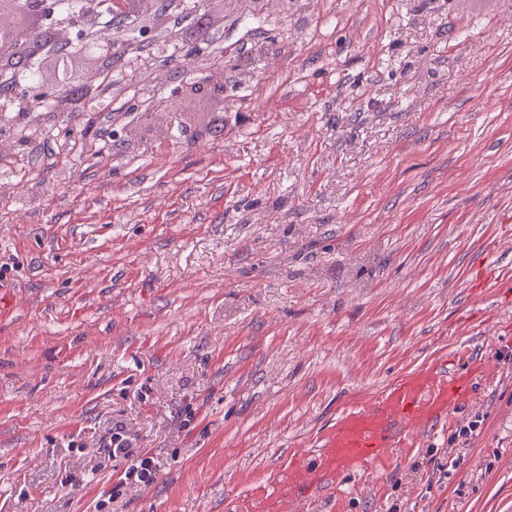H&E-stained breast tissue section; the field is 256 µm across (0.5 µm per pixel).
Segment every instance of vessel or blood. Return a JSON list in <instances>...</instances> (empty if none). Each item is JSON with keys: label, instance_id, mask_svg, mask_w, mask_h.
I'll use <instances>...</instances> for the list:
<instances>
[{"label": "vessel or blood", "instance_id": "vessel-or-blood-1", "mask_svg": "<svg viewBox=\"0 0 512 512\" xmlns=\"http://www.w3.org/2000/svg\"><path fill=\"white\" fill-rule=\"evenodd\" d=\"M496 371V362H473L462 345L452 360H435L361 397L320 433L309 460H290L271 481L254 485L234 512H311L313 495L335 500L343 475L381 478L433 427L475 405L474 380Z\"/></svg>", "mask_w": 512, "mask_h": 512}]
</instances>
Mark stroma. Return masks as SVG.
<instances>
[{
  "instance_id": "35a3bbf8",
  "label": "stroma",
  "mask_w": 512,
  "mask_h": 512,
  "mask_svg": "<svg viewBox=\"0 0 512 512\" xmlns=\"http://www.w3.org/2000/svg\"><path fill=\"white\" fill-rule=\"evenodd\" d=\"M33 19L72 92L15 81L0 122V512H227L461 343L500 364L480 408L340 512H512V0L155 6L125 36L161 109L132 55ZM108 453L109 458L130 459L137 457V461L131 464L125 471L124 484L148 486L152 484L156 477V463L152 456H146L135 452L128 444L126 438L119 433H112L109 442L103 446Z\"/></svg>"
}]
</instances>
